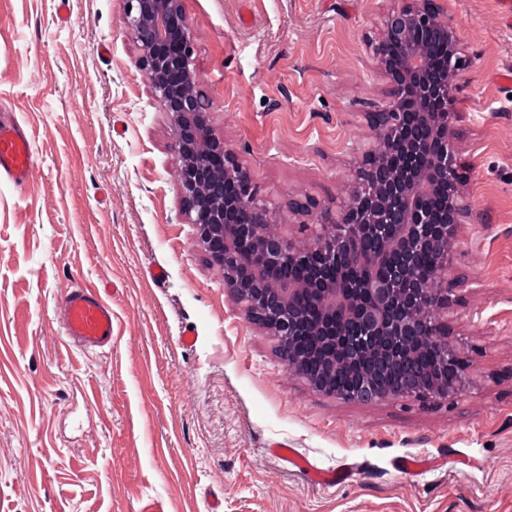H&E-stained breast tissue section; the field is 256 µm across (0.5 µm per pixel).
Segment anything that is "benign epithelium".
I'll return each mask as SVG.
<instances>
[{"instance_id":"benign-epithelium-1","label":"benign epithelium","mask_w":512,"mask_h":512,"mask_svg":"<svg viewBox=\"0 0 512 512\" xmlns=\"http://www.w3.org/2000/svg\"><path fill=\"white\" fill-rule=\"evenodd\" d=\"M125 26L137 51V64L166 113L173 136L182 212L194 225L210 260L224 268V288L244 305L247 318L278 338L285 367L301 373L299 355L306 336L321 339L327 375L344 364L350 385L342 390L309 385L347 401L376 403L390 399L448 400L467 384L466 375L448 380L419 377L391 387L375 375L381 363L409 365L412 336L438 339L443 367L461 362L459 347L448 340L440 311L448 308L449 257L457 248L470 209L456 169L454 125L446 112L399 111V92L406 85L422 105L436 96L453 101L457 86L460 41L438 0H410L388 14L372 44L379 71L388 80L390 101L382 112H367L376 141L364 154L346 186L348 201L341 222L330 211L319 212V230L294 242L269 228L273 214L258 197L254 174L212 135L210 104L194 65L195 45L183 0H122ZM424 27L448 43V75L430 77L423 44L408 42ZM389 42L408 45L400 58L386 54ZM221 152L224 164L207 166L202 157ZM447 189L443 209L434 201ZM254 251L243 253L241 244ZM432 258L427 280L414 275L415 259ZM313 257H325L339 273L328 276ZM306 293L319 301L317 322L295 312Z\"/></svg>"}]
</instances>
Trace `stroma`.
<instances>
[{
    "mask_svg": "<svg viewBox=\"0 0 512 512\" xmlns=\"http://www.w3.org/2000/svg\"><path fill=\"white\" fill-rule=\"evenodd\" d=\"M405 2L183 0L209 124L284 235H300L290 199L345 205L365 115L389 97L368 41ZM441 5L462 46L454 146L477 213L451 275L481 283L452 291L448 333L472 382L366 405L288 372L225 294L182 218L121 0H69L65 22L58 0H0V120L37 154L25 185L0 179V512H512V23L501 0ZM77 285L112 288L110 348L63 342ZM281 443L352 475L319 484ZM401 456L434 466L403 471Z\"/></svg>",
    "mask_w": 512,
    "mask_h": 512,
    "instance_id": "obj_1",
    "label": "stroma"
}]
</instances>
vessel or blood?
Listing matches in <instances>:
<instances>
[{
  "mask_svg": "<svg viewBox=\"0 0 512 512\" xmlns=\"http://www.w3.org/2000/svg\"><path fill=\"white\" fill-rule=\"evenodd\" d=\"M36 164L30 135L20 126L0 123V179L24 185ZM66 343L85 351L112 343V303L104 288L70 289L60 309Z\"/></svg>",
  "mask_w": 512,
  "mask_h": 512,
  "instance_id": "b4317fda",
  "label": "vessel or blood"
}]
</instances>
